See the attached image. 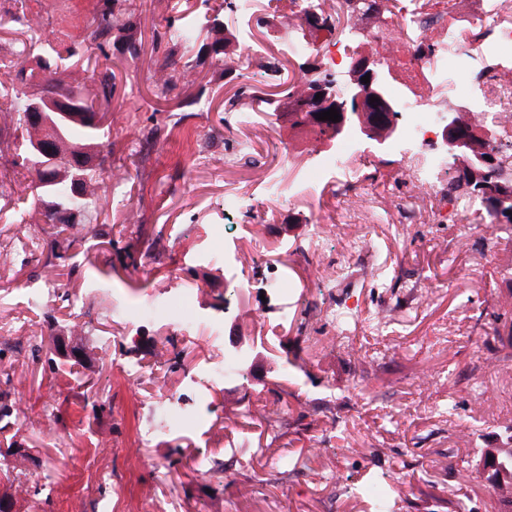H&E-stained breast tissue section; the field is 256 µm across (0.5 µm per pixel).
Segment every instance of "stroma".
<instances>
[{
  "mask_svg": "<svg viewBox=\"0 0 512 512\" xmlns=\"http://www.w3.org/2000/svg\"><path fill=\"white\" fill-rule=\"evenodd\" d=\"M109 0H0V53H22L28 19L77 44L87 70L62 69L52 85L78 81L88 91L113 74L110 157L119 177L101 189L96 220L45 224L29 208V176L16 151L0 155V325L46 348L69 337L82 351L78 386L30 352L0 351V392L20 412L0 429V459L10 477L0 496L14 512H370L355 490L387 473L411 502L409 512H497L484 477L461 480L481 451L512 435V348H502L493 313H512V224L464 225L462 201L441 193L420 224L399 223L393 208L421 198L399 174V154L362 146L355 175L328 189L291 194L317 152L335 150L294 124L288 88L321 73L322 53L340 41L352 54L390 67L393 81L426 93L415 44L398 24L399 7L360 13L348 0H322L338 30L316 29L291 0H254L249 22L223 11L191 51L154 48L173 11L167 0H125L129 25L103 47L91 23ZM363 32L352 35L347 23ZM224 44V62L209 52ZM317 47L296 56L295 40ZM193 71L157 96L154 70ZM243 95L250 117L224 104ZM278 186V202L269 189ZM251 203L234 223L227 194ZM319 261L303 246L314 230ZM262 254L230 267L225 249ZM362 255L349 257L351 248ZM285 293L268 292L275 271ZM192 293L194 306L173 319L155 306ZM353 310L346 327L333 311ZM247 358L248 381L210 387L218 357ZM148 376L131 383L130 369ZM175 395L192 425L159 428L163 400ZM52 428H44V415ZM109 445L111 487L90 494L96 448ZM136 449L128 457L127 449ZM296 459L283 470L280 457ZM211 469L201 473L198 458Z\"/></svg>",
  "mask_w": 512,
  "mask_h": 512,
  "instance_id": "obj_1",
  "label": "stroma"
}]
</instances>
